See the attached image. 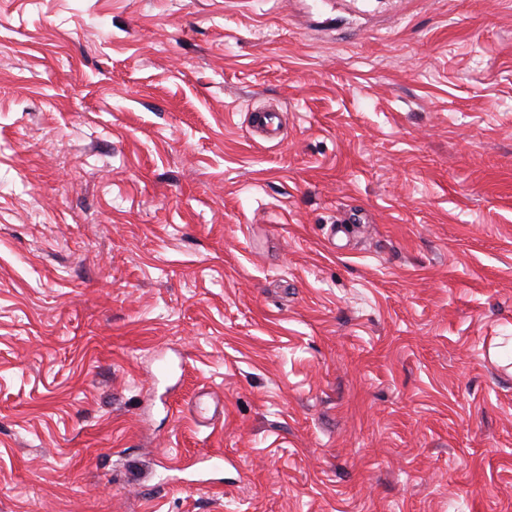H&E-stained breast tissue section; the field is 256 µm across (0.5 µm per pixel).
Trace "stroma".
Returning a JSON list of instances; mask_svg holds the SVG:
<instances>
[{"instance_id": "1", "label": "stroma", "mask_w": 512, "mask_h": 512, "mask_svg": "<svg viewBox=\"0 0 512 512\" xmlns=\"http://www.w3.org/2000/svg\"><path fill=\"white\" fill-rule=\"evenodd\" d=\"M0 512H512V0H0Z\"/></svg>"}]
</instances>
